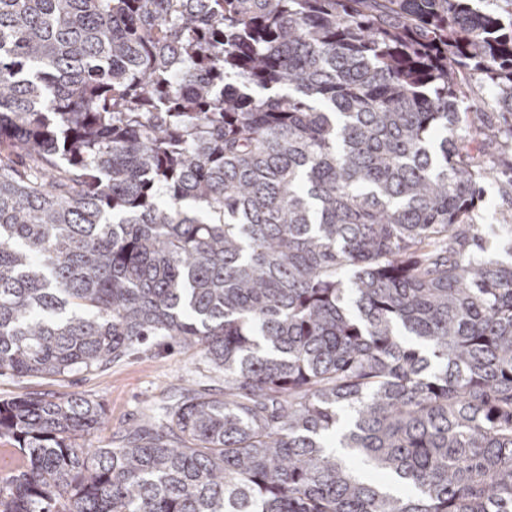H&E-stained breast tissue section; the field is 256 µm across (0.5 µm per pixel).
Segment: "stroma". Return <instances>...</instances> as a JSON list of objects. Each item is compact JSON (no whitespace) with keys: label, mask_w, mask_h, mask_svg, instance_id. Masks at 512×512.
<instances>
[{"label":"stroma","mask_w":512,"mask_h":512,"mask_svg":"<svg viewBox=\"0 0 512 512\" xmlns=\"http://www.w3.org/2000/svg\"><path fill=\"white\" fill-rule=\"evenodd\" d=\"M489 160L491 175L484 182V194L476 209L487 252L502 262L512 261V235L499 223V212L512 205V146L492 136ZM198 382L223 393L224 377L209 372L193 351H164L156 348L139 351L112 362L99 372L74 373L58 380L32 378L18 380L0 377V398L24 391L68 394L83 393L100 403L113 432L147 420L152 409L175 388Z\"/></svg>","instance_id":"stroma-1"}]
</instances>
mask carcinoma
Wrapping results in <instances>:
<instances>
[{"instance_id":"carcinoma-1","label":"carcinoma","mask_w":512,"mask_h":512,"mask_svg":"<svg viewBox=\"0 0 512 512\" xmlns=\"http://www.w3.org/2000/svg\"><path fill=\"white\" fill-rule=\"evenodd\" d=\"M506 3L0 0V376L148 342L224 374L116 444L79 393L0 399V512H512L474 217Z\"/></svg>"}]
</instances>
